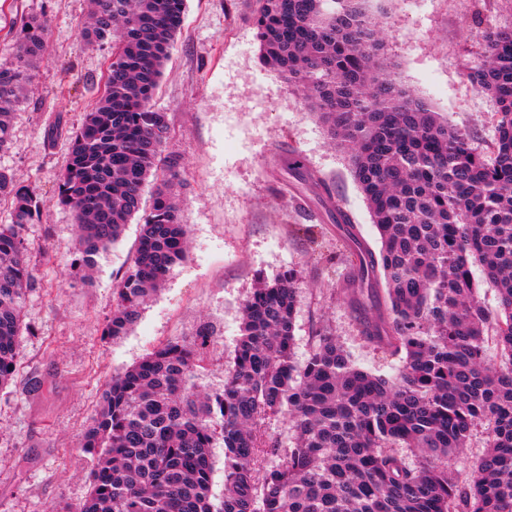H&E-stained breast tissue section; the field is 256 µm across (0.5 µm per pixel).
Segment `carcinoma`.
<instances>
[{
    "instance_id": "1",
    "label": "carcinoma",
    "mask_w": 512,
    "mask_h": 512,
    "mask_svg": "<svg viewBox=\"0 0 512 512\" xmlns=\"http://www.w3.org/2000/svg\"><path fill=\"white\" fill-rule=\"evenodd\" d=\"M186 0H90L87 43L112 44L104 90L72 134L58 186L77 224L74 266L90 270L142 209L132 264L103 335H126L145 301L188 257L173 182L180 161L162 155L167 115L151 104ZM369 0H255L264 68L292 83L347 148L381 246L365 245L348 215L355 284L383 289L387 315L363 338L400 362L393 377L356 365L324 327L308 358L294 357L293 270L258 285L242 307L224 388L195 382L213 331L154 347L112 375L81 439L94 458L87 498L70 512H512V28L489 33L470 78L495 101L497 137L475 151L380 62ZM16 63L0 67V151L11 109L47 49L41 16L15 30ZM0 387L13 381L21 315L33 277L22 229L43 218L34 191L0 169ZM499 300L478 296L471 261ZM495 349L497 359L489 356ZM295 428L283 448L267 420ZM483 429L486 446L466 474L448 460ZM224 448V495L213 501L212 448ZM413 448V465L397 447Z\"/></svg>"
}]
</instances>
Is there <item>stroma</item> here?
I'll use <instances>...</instances> for the list:
<instances>
[{
  "label": "stroma",
  "instance_id": "stroma-1",
  "mask_svg": "<svg viewBox=\"0 0 512 512\" xmlns=\"http://www.w3.org/2000/svg\"><path fill=\"white\" fill-rule=\"evenodd\" d=\"M88 0H0V67L11 66V29L22 17L48 19V48L15 107L13 137L0 168L44 203L41 222L23 236L34 284L26 294L13 382L0 389V512H65L89 492L93 459L80 439L112 376L156 345L192 339L201 323L216 336L199 370L202 389L224 387L239 334L241 308L257 276H301L295 357L305 361L316 327H327L362 367L386 377L399 362L368 344L360 324L370 304L351 305L352 270L341 249L337 212L360 239L379 234L348 166L319 118L279 75L265 71L252 25L254 0H186L183 23L152 100L168 115L165 153L181 162V219L189 254L142 309L133 330L102 335L115 290L129 265L140 223L96 258L91 283L71 273L73 212L57 201L70 142H48L55 117L78 126L100 96L112 49L84 44ZM383 39L382 61L395 81L427 101L490 152L494 101L469 73L494 28L512 27V0H368ZM268 99L249 111L254 95Z\"/></svg>",
  "mask_w": 512,
  "mask_h": 512
}]
</instances>
